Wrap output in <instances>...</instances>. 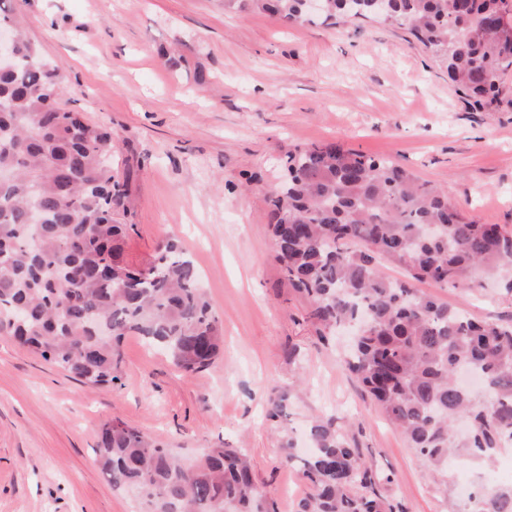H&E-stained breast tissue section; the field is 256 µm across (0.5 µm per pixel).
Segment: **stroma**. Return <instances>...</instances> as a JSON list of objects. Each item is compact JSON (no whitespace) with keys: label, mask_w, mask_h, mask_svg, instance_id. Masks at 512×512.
I'll return each mask as SVG.
<instances>
[{"label":"stroma","mask_w":512,"mask_h":512,"mask_svg":"<svg viewBox=\"0 0 512 512\" xmlns=\"http://www.w3.org/2000/svg\"><path fill=\"white\" fill-rule=\"evenodd\" d=\"M29 40L63 69L60 104L115 136L126 184L124 257L150 261L162 240L190 251L224 325V354L189 376L125 336L111 386L93 388L0 337V512H137L95 463L100 426L120 419L186 460L243 449L279 512L307 492L282 463L334 420L383 475L404 512H448L487 464L426 467L343 365V337L318 338L309 304L273 259L270 196L288 150L337 142L385 156L447 187L482 224L512 225V68L494 106L448 84L445 66L402 27L374 19L286 27L222 0H14ZM423 291L478 320L512 319L494 285ZM290 389L268 421L272 390Z\"/></svg>","instance_id":"35a3bbf8"}]
</instances>
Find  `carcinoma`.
<instances>
[{
    "instance_id": "cac0c4a2",
    "label": "carcinoma",
    "mask_w": 512,
    "mask_h": 512,
    "mask_svg": "<svg viewBox=\"0 0 512 512\" xmlns=\"http://www.w3.org/2000/svg\"><path fill=\"white\" fill-rule=\"evenodd\" d=\"M499 2L390 0L383 22L406 27L446 62L453 89L485 107L512 67V19ZM224 10L312 21L304 0H224ZM371 16L366 0H327L317 20ZM0 23L12 26L19 52L0 69V336L98 387L117 378L129 333L187 375L208 369L223 325L190 254L168 240L144 267L124 261L112 132L59 104L60 67L40 58L6 0ZM282 170L270 211L276 259L319 333L361 327L347 367L423 464L444 468L450 455L491 462L512 445V321L475 320L414 283L494 280L512 296V229L479 224L448 190L338 143L297 147ZM383 261L405 279L384 276ZM98 324L112 329V341L97 337ZM287 400L275 390L268 417L283 416ZM460 419L470 423L465 435L455 430ZM309 439L308 456L291 443L284 449L283 463H300L309 486L297 512H394L378 490L391 478L368 467L333 421L314 422ZM97 463L112 488L137 494L144 512H277L237 448H211L187 466L117 420L101 427ZM469 503L450 512H512V486L484 488Z\"/></svg>"
}]
</instances>
